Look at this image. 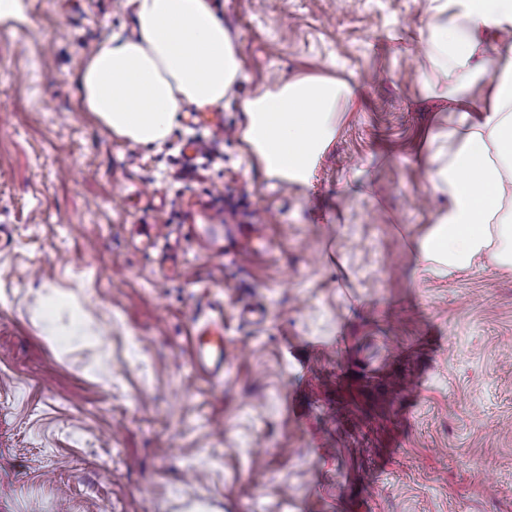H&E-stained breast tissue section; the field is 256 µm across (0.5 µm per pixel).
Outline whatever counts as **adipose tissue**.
Returning a JSON list of instances; mask_svg holds the SVG:
<instances>
[{"label": "adipose tissue", "mask_w": 512, "mask_h": 512, "mask_svg": "<svg viewBox=\"0 0 512 512\" xmlns=\"http://www.w3.org/2000/svg\"><path fill=\"white\" fill-rule=\"evenodd\" d=\"M131 38L113 36L78 73V109L136 145L168 137L184 105L223 104L244 78L237 46L210 0H129ZM423 96L447 101L421 168L445 198L410 238L419 270L438 277L485 261L512 267V0H431ZM356 96L350 82L302 75L243 103L242 151L269 177L309 185Z\"/></svg>", "instance_id": "ef3b65f1"}]
</instances>
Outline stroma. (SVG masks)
Here are the masks:
<instances>
[{
	"mask_svg": "<svg viewBox=\"0 0 512 512\" xmlns=\"http://www.w3.org/2000/svg\"><path fill=\"white\" fill-rule=\"evenodd\" d=\"M0 20V512H512V269L415 272L428 0H211L247 74L159 146L78 111L127 0ZM358 97L307 187L241 151L242 101L297 74ZM217 158L178 180L184 147ZM156 248L143 249L147 237ZM257 255L236 265L229 237ZM224 309V377L193 363Z\"/></svg>",
	"mask_w": 512,
	"mask_h": 512,
	"instance_id": "stroma-1",
	"label": "stroma"
}]
</instances>
